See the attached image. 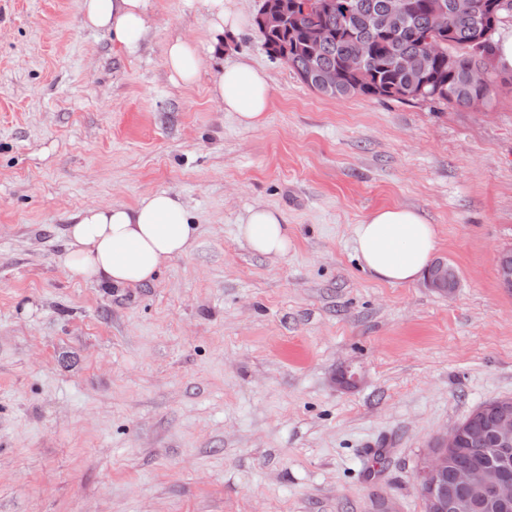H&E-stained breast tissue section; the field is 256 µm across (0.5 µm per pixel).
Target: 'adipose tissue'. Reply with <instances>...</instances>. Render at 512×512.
<instances>
[{"label": "adipose tissue", "instance_id": "adipose-tissue-1", "mask_svg": "<svg viewBox=\"0 0 512 512\" xmlns=\"http://www.w3.org/2000/svg\"><path fill=\"white\" fill-rule=\"evenodd\" d=\"M207 37L202 44L185 38L170 41L165 66L171 77L194 84L207 59L220 60L213 94L224 111L234 113L248 129L264 126L271 87L264 72L248 59L222 62L224 37L247 22L227 0H202ZM155 0H81L86 26L111 32L129 53L136 52L148 30ZM239 238L253 252L281 257L288 251V227L280 214L252 207L238 228ZM198 235L184 201L170 192L143 197L135 205L91 206L68 229L66 264L73 276L117 287L151 282L172 258L186 254ZM352 251L374 278L392 285L415 281L427 268L438 245L433 225L417 211L388 206L356 225Z\"/></svg>", "mask_w": 512, "mask_h": 512}]
</instances>
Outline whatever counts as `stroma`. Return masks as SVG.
Listing matches in <instances>:
<instances>
[{
  "instance_id": "35a3bbf8",
  "label": "stroma",
  "mask_w": 512,
  "mask_h": 512,
  "mask_svg": "<svg viewBox=\"0 0 512 512\" xmlns=\"http://www.w3.org/2000/svg\"><path fill=\"white\" fill-rule=\"evenodd\" d=\"M206 33L200 0H156L131 55L81 0H0V512H423L421 452L512 397V84L479 111L329 98L249 27L224 58L272 101L246 129L215 66L191 86L166 70L170 40ZM160 191L192 251L142 286L71 274L75 216ZM255 205L287 255L241 244ZM385 206L436 226L452 294L359 267L354 227ZM496 270L500 288L512 292V246L500 249L496 254Z\"/></svg>"
}]
</instances>
